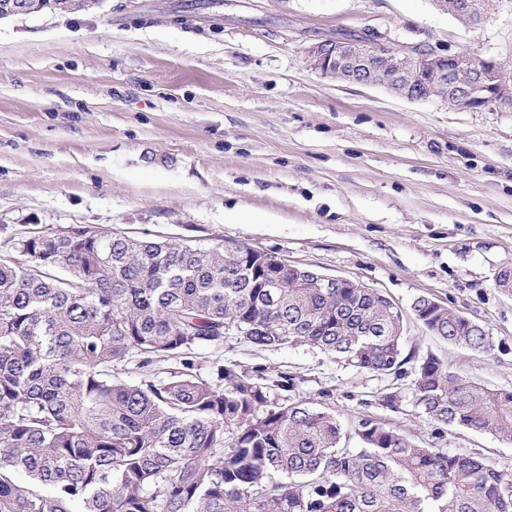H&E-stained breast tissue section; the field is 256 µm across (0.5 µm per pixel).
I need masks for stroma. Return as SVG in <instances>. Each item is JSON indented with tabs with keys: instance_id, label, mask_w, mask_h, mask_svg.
I'll use <instances>...</instances> for the list:
<instances>
[{
	"instance_id": "stroma-1",
	"label": "stroma",
	"mask_w": 512,
	"mask_h": 512,
	"mask_svg": "<svg viewBox=\"0 0 512 512\" xmlns=\"http://www.w3.org/2000/svg\"><path fill=\"white\" fill-rule=\"evenodd\" d=\"M349 34L512 69V0L477 27L431 0H105L0 20V258L72 225L246 244L380 291L404 314L406 353L512 389V291L495 286L512 266V109L409 101L310 67L309 46ZM422 296L484 327L492 354L428 332L411 311ZM219 361L264 384L270 405L347 428L385 421L512 470V443L428 421L412 370L361 372L315 346L237 335L195 367Z\"/></svg>"
}]
</instances>
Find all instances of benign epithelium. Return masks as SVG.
Returning a JSON list of instances; mask_svg holds the SVG:
<instances>
[{"label":"benign epithelium","instance_id":"obj_1","mask_svg":"<svg viewBox=\"0 0 512 512\" xmlns=\"http://www.w3.org/2000/svg\"><path fill=\"white\" fill-rule=\"evenodd\" d=\"M40 0H0V19L30 15ZM310 66L323 75L346 82L382 87L408 100L438 98L448 104L464 97L471 111L493 110L512 98V83L480 85L485 70H501L493 57L465 53L442 56L418 54L411 46L384 37L354 41L326 39L308 51Z\"/></svg>","mask_w":512,"mask_h":512}]
</instances>
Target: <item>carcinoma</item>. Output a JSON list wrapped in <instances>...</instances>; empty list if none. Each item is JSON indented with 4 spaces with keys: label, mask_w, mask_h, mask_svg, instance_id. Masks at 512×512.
<instances>
[{
    "label": "carcinoma",
    "mask_w": 512,
    "mask_h": 512,
    "mask_svg": "<svg viewBox=\"0 0 512 512\" xmlns=\"http://www.w3.org/2000/svg\"><path fill=\"white\" fill-rule=\"evenodd\" d=\"M0 262V512H512V471L480 453L413 446L362 419L346 429L304 404L267 407L234 363L189 356L227 328L259 347L310 344L359 370L405 364L403 313L357 281L315 288L288 269L263 285V256L105 235L73 225L18 242ZM411 310L433 335L494 351L478 323L428 297ZM184 355L161 381L114 370ZM430 420L512 443V390L414 370ZM356 440L357 447L348 446Z\"/></svg>",
    "instance_id": "carcinoma-1"
}]
</instances>
